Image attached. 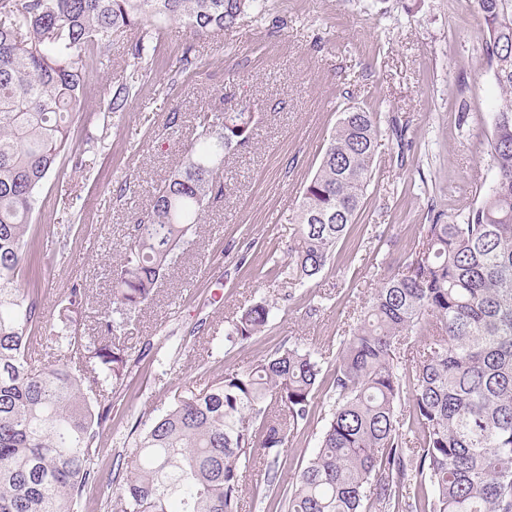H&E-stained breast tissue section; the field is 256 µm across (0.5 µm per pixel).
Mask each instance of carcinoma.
Wrapping results in <instances>:
<instances>
[{
	"mask_svg": "<svg viewBox=\"0 0 512 512\" xmlns=\"http://www.w3.org/2000/svg\"><path fill=\"white\" fill-rule=\"evenodd\" d=\"M264 0H0V512H81L100 480L96 443L130 369L112 343L175 266L202 214L224 197V156L248 147L251 104L203 115L186 161L150 190L112 270L111 307L85 336L86 303L69 289L61 330L32 353L43 323L22 288L38 274L32 218L45 182L72 152L69 126L88 68L116 37L139 65L152 23L179 19L222 31ZM484 60L500 90L489 140L492 185L464 214L428 209L402 270L382 278L339 343L334 403L316 452L300 466L286 512H512V0H474ZM107 112L127 111L133 86L113 76ZM382 136L378 113H340L294 215L280 274L304 286L356 223ZM265 298L224 329L227 342L268 331ZM322 367L297 344L228 369L132 428L112 463L120 512H241L242 474L256 452L276 466L310 422Z\"/></svg>",
	"mask_w": 512,
	"mask_h": 512,
	"instance_id": "1",
	"label": "carcinoma"
}]
</instances>
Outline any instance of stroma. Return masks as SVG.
Masks as SVG:
<instances>
[{
	"instance_id": "1",
	"label": "stroma",
	"mask_w": 512,
	"mask_h": 512,
	"mask_svg": "<svg viewBox=\"0 0 512 512\" xmlns=\"http://www.w3.org/2000/svg\"><path fill=\"white\" fill-rule=\"evenodd\" d=\"M263 8L231 29L197 36L182 21L158 20L156 50L136 66L126 62L125 38H116L111 64L89 69L71 126L83 165L62 160L39 195V334L59 325L75 283L87 293L76 326L91 329L109 307L112 268L134 212L146 208L151 185L181 166L200 115L242 101L256 114L250 147L224 161L223 202L206 209L178 265L116 339L134 366L100 438L102 471L142 413L281 344L310 349L332 377L363 299L401 269L428 209L459 221L494 179L488 139L497 87L482 63L485 33L471 0H265ZM116 69L133 75L136 94L111 118L105 109ZM349 107L397 120L404 139L383 131L358 222L330 265L305 286L285 283L275 273L297 230L302 188ZM263 298L274 305L269 330L226 342L228 321ZM328 408L320 392L277 468L255 456L243 475L242 512H285L278 502L315 452Z\"/></svg>"
}]
</instances>
